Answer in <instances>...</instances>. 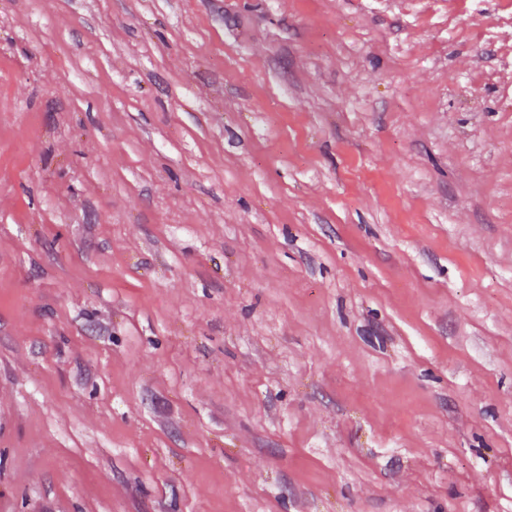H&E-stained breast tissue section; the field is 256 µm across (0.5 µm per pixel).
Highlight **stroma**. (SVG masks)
<instances>
[{
    "instance_id": "obj_1",
    "label": "stroma",
    "mask_w": 512,
    "mask_h": 512,
    "mask_svg": "<svg viewBox=\"0 0 512 512\" xmlns=\"http://www.w3.org/2000/svg\"><path fill=\"white\" fill-rule=\"evenodd\" d=\"M0 512H512V0H0Z\"/></svg>"
}]
</instances>
